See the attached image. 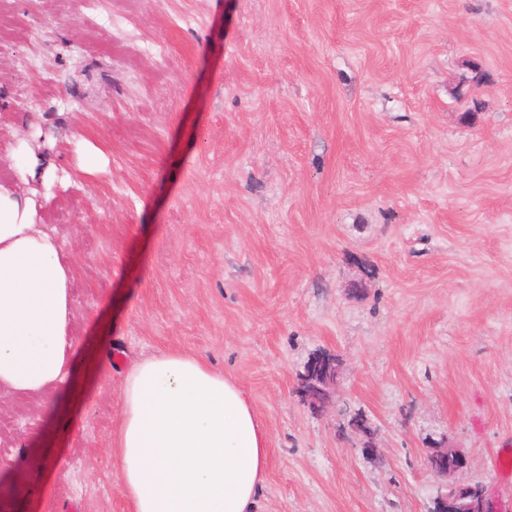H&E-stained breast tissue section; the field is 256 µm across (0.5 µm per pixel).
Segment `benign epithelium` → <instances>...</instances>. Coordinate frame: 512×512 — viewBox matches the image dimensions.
Listing matches in <instances>:
<instances>
[{"label":"benign epithelium","mask_w":512,"mask_h":512,"mask_svg":"<svg viewBox=\"0 0 512 512\" xmlns=\"http://www.w3.org/2000/svg\"><path fill=\"white\" fill-rule=\"evenodd\" d=\"M341 375L342 361L338 356L326 354L318 357L309 364L306 372L300 377L297 393L313 409L321 411L328 407L337 395ZM348 426L354 437L359 440L362 453L377 454L378 447L372 442L374 430L365 417L354 415ZM426 464L436 477L445 481L433 501L431 512H442L444 508L453 512L456 502L463 497L466 501L462 512H495L494 502L483 486L448 482L449 478L469 464L462 449L440 443L429 449Z\"/></svg>","instance_id":"7a95c632"}]
</instances>
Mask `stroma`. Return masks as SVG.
<instances>
[{"instance_id": "35a3bbf8", "label": "stroma", "mask_w": 512, "mask_h": 512, "mask_svg": "<svg viewBox=\"0 0 512 512\" xmlns=\"http://www.w3.org/2000/svg\"><path fill=\"white\" fill-rule=\"evenodd\" d=\"M76 135L107 163L43 217L79 348L111 360L76 414L0 392V512H128L119 367L161 350L252 396L260 512H428L443 440L512 512V0H0V180L19 141L55 162ZM56 448L45 488L15 475ZM342 375V361L334 354H326L313 360L300 377L297 393L316 411H323L335 396ZM348 426L354 437L359 440L362 453L376 455L378 447L372 442L374 430L369 421L365 417L356 414L351 417Z\"/></svg>"}]
</instances>
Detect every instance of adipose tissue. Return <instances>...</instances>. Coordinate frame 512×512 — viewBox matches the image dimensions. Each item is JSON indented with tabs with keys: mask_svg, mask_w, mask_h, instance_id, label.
Wrapping results in <instances>:
<instances>
[{
	"mask_svg": "<svg viewBox=\"0 0 512 512\" xmlns=\"http://www.w3.org/2000/svg\"><path fill=\"white\" fill-rule=\"evenodd\" d=\"M0 181V391L47 396L73 365L72 266L43 222L57 167L26 145ZM112 443L130 512H259L268 434L251 396L199 355L161 351L120 380Z\"/></svg>",
	"mask_w": 512,
	"mask_h": 512,
	"instance_id": "1",
	"label": "adipose tissue"
}]
</instances>
